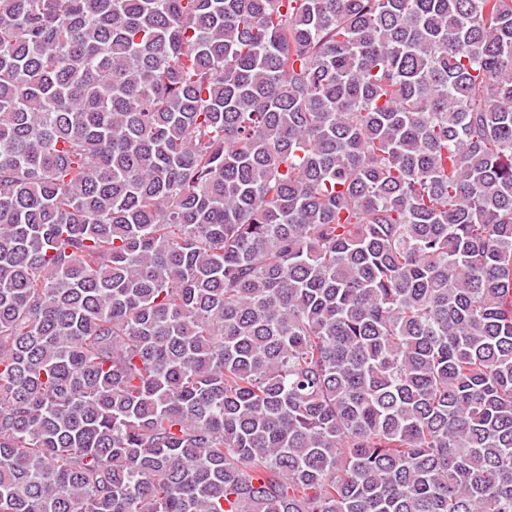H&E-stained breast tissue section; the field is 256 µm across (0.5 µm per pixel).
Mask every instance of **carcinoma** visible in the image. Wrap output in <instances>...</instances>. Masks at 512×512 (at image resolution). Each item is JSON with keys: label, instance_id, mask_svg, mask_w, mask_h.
Segmentation results:
<instances>
[{"label": "carcinoma", "instance_id": "carcinoma-1", "mask_svg": "<svg viewBox=\"0 0 512 512\" xmlns=\"http://www.w3.org/2000/svg\"><path fill=\"white\" fill-rule=\"evenodd\" d=\"M0 512H512V0H0Z\"/></svg>", "mask_w": 512, "mask_h": 512}]
</instances>
